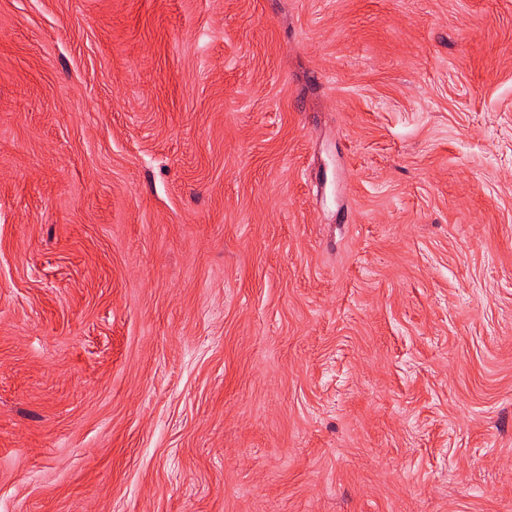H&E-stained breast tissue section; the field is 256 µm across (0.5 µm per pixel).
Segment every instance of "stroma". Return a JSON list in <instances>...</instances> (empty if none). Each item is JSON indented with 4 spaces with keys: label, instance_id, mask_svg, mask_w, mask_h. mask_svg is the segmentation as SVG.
<instances>
[{
    "label": "stroma",
    "instance_id": "stroma-1",
    "mask_svg": "<svg viewBox=\"0 0 512 512\" xmlns=\"http://www.w3.org/2000/svg\"><path fill=\"white\" fill-rule=\"evenodd\" d=\"M0 512H512V0H0Z\"/></svg>",
    "mask_w": 512,
    "mask_h": 512
}]
</instances>
